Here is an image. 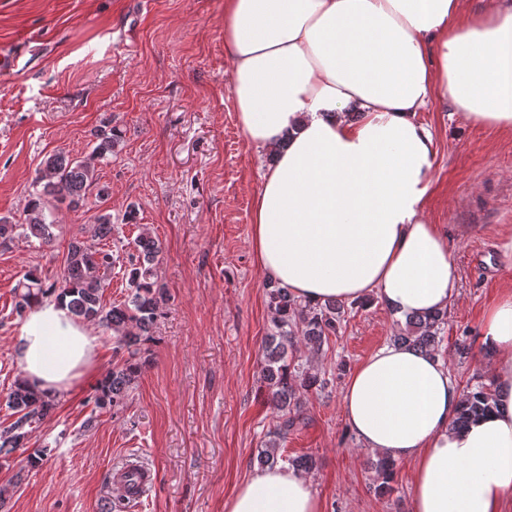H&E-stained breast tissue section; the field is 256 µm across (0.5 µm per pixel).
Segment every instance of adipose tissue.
Instances as JSON below:
<instances>
[{"label": "adipose tissue", "instance_id": "ef3b65f1", "mask_svg": "<svg viewBox=\"0 0 512 512\" xmlns=\"http://www.w3.org/2000/svg\"><path fill=\"white\" fill-rule=\"evenodd\" d=\"M224 0V50L248 140L274 155L252 211V248L301 301L396 313L448 309L456 268L423 210L435 143L417 112L435 95L466 120L512 132V0ZM496 405L461 431L462 393L437 356L383 346L348 376L343 411L367 450L413 466L412 512H500L512 494V289L485 313ZM99 338L56 299L31 308L16 361L56 395L96 370ZM227 512H323L310 475L255 473Z\"/></svg>", "mask_w": 512, "mask_h": 512}]
</instances>
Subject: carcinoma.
<instances>
[{
    "label": "carcinoma",
    "mask_w": 512,
    "mask_h": 512,
    "mask_svg": "<svg viewBox=\"0 0 512 512\" xmlns=\"http://www.w3.org/2000/svg\"><path fill=\"white\" fill-rule=\"evenodd\" d=\"M120 133L106 121L97 133L93 154L99 159L112 156ZM97 184L95 166L65 152L55 153L41 164L23 222L12 223L0 218V246L15 236L36 239L40 245H51L54 224L48 221L47 211L57 203H68L76 208L85 203L90 188ZM112 236V215L98 210L90 232L74 235L67 248L63 274L46 283L34 271L25 273L15 287V310L23 316L38 302L48 296L68 300L70 312L112 331L114 350L120 360L95 387V404L100 409L122 407L127 404L136 383L150 362L145 345L153 338L160 309L165 302L163 291L157 288L156 264L160 253L158 242L145 231L135 240V253L129 255V265L124 269L128 295L124 302L107 307L102 295L112 270V250L97 246ZM270 306L274 312V332L263 346V380L268 396L278 409L293 413L278 425L276 435L285 439L295 425L301 410L298 394L301 391L322 389L326 379L311 368L291 370L288 348L297 339L304 341L311 353H318L329 337L336 334L337 325L345 311L337 301L314 306L303 304L293 297L288 287L278 282L266 284ZM447 311H439L406 320L405 327L394 336V341L407 344L425 353L437 351L440 334L446 323ZM12 411L14 421L0 427V455L26 447L31 433L45 419L54 406V398L40 395L21 381H16L6 395H0V405ZM493 397L490 390L479 387L463 395L452 426L465 428L472 420L490 411ZM379 472L381 484L378 493L386 494L394 481V463L384 457L373 462Z\"/></svg>",
    "instance_id": "obj_1"
}]
</instances>
